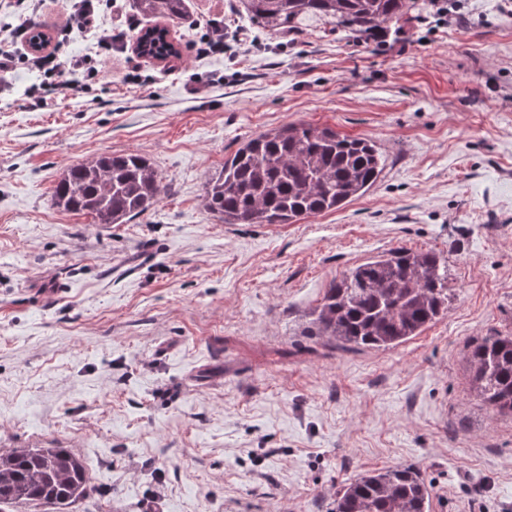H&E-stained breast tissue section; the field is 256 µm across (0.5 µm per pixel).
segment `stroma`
I'll return each instance as SVG.
<instances>
[{
	"mask_svg": "<svg viewBox=\"0 0 512 512\" xmlns=\"http://www.w3.org/2000/svg\"><path fill=\"white\" fill-rule=\"evenodd\" d=\"M187 5L178 57L113 49L105 86L42 108L27 68L0 90V449L74 453L95 490L69 512H334L346 481L394 466L421 472L431 512H512V418L464 359L512 333V0H462L452 27L411 13L368 43ZM213 17L224 52L200 61ZM288 123L374 141L379 178L293 224L209 214L225 158ZM133 151L162 178L150 210L53 206L67 168ZM394 247L447 261V315L395 348L333 349L313 311Z\"/></svg>",
	"mask_w": 512,
	"mask_h": 512,
	"instance_id": "1",
	"label": "stroma"
}]
</instances>
